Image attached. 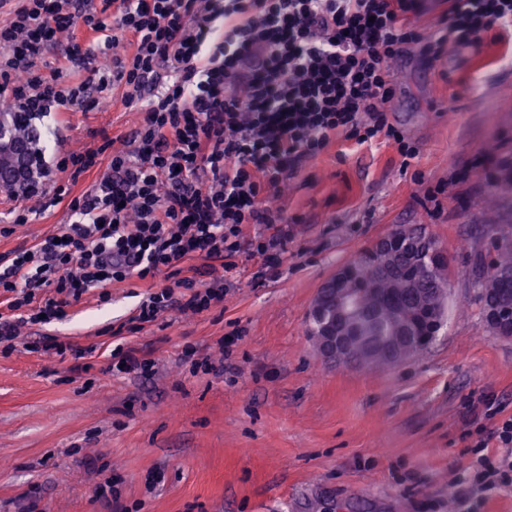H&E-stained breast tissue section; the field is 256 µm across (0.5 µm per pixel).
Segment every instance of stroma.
I'll use <instances>...</instances> for the list:
<instances>
[{"mask_svg":"<svg viewBox=\"0 0 512 512\" xmlns=\"http://www.w3.org/2000/svg\"><path fill=\"white\" fill-rule=\"evenodd\" d=\"M512 33L489 31L476 52L446 49L434 62L400 57L389 119L418 154L394 142L336 140L303 162L279 225L282 261L262 272L246 224L221 304L170 309L133 328L144 288L130 279L93 288L61 319L25 326L0 353V512H110L104 490L129 512H453L466 454L512 417V337L488 331L474 285L480 205L512 161ZM122 85L41 117L53 177L70 154L128 134L137 112ZM103 166L71 181L81 195ZM12 224L0 194V254L70 223L67 203ZM410 224L450 260L448 317L417 357L386 367L324 360L307 312L321 283L376 238ZM46 336L85 350L46 356ZM143 350L149 373L112 368L113 348ZM212 370H204V363ZM224 364L215 372L216 364Z\"/></svg>","mask_w":512,"mask_h":512,"instance_id":"1","label":"stroma"}]
</instances>
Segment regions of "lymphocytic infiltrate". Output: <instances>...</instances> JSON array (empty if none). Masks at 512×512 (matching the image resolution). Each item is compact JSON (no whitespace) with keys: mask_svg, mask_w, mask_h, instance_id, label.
Listing matches in <instances>:
<instances>
[{"mask_svg":"<svg viewBox=\"0 0 512 512\" xmlns=\"http://www.w3.org/2000/svg\"><path fill=\"white\" fill-rule=\"evenodd\" d=\"M93 2L22 0L0 23V96L20 111L42 114L119 82L141 114L92 189L74 198L54 186L49 203H67L72 222L0 255V344L13 345L19 326L63 317L89 289L131 278L149 286L142 322L223 301L242 225L284 223L281 200L302 162L339 139L384 138L416 157L387 117L406 48L433 61L512 30V0H450L442 30L416 24L418 0H112L109 25ZM79 25L98 32L96 49L70 43L64 67L43 73L47 53ZM124 39L133 51L121 56ZM256 47L265 63L242 78ZM98 53L113 68L63 85L65 70ZM196 259L214 273L209 286L184 278L153 289L160 273ZM46 288L53 296L39 298ZM495 433L508 452L474 449L452 491L456 512H481L490 492L512 486V418Z\"/></svg>","mask_w":512,"mask_h":512,"instance_id":"f902f5d3","label":"lymphocytic infiltrate"}]
</instances>
